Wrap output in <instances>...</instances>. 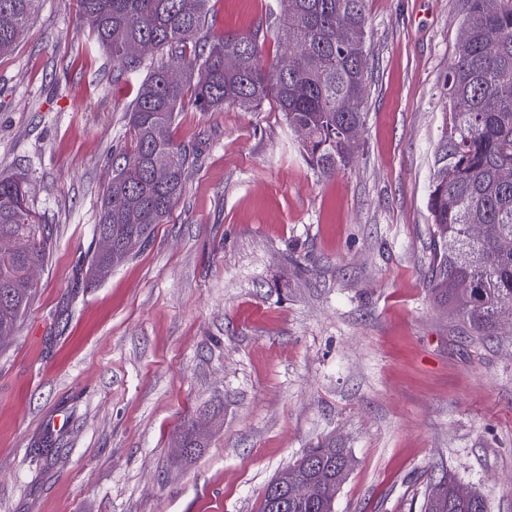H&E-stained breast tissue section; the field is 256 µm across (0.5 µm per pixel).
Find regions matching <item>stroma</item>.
I'll return each mask as SVG.
<instances>
[{
    "label": "stroma",
    "mask_w": 512,
    "mask_h": 512,
    "mask_svg": "<svg viewBox=\"0 0 512 512\" xmlns=\"http://www.w3.org/2000/svg\"><path fill=\"white\" fill-rule=\"evenodd\" d=\"M280 0H211L207 42L280 52ZM349 165L320 176L274 103L200 112L185 190L144 251L84 285L140 78L42 0L0 55V175L26 179L48 265L0 340V512H258L307 448L350 449L336 512H418L452 472L512 512V335L432 298L428 195L459 0H367ZM204 433L190 458L185 423Z\"/></svg>",
    "instance_id": "obj_1"
}]
</instances>
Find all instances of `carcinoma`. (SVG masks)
<instances>
[{"label": "carcinoma", "mask_w": 512, "mask_h": 512, "mask_svg": "<svg viewBox=\"0 0 512 512\" xmlns=\"http://www.w3.org/2000/svg\"><path fill=\"white\" fill-rule=\"evenodd\" d=\"M210 0H78L79 22L88 26L96 43L120 65V72L145 71L129 112L134 141L131 152L112 167L98 222L92 235L112 239V251L89 248L86 282L98 281L104 268H115L135 253L124 241L136 237L147 245L157 225L165 222L184 192L181 172L195 155L170 134L186 96L200 112H216L241 99L257 109L275 103L288 126L302 127L310 164L330 176L347 164L344 143L364 125L367 68L357 51L366 39V0H293L288 15L277 18V35L296 52L269 65L262 61L257 34H227L212 44L201 41L209 22ZM40 0H0V53L13 50L30 26ZM457 46L440 86L445 108V135L434 152L428 198L434 252L428 287L448 305V312L468 325L472 336H500L505 325L498 310L512 303V0H499L488 12L484 0H460ZM498 35L489 46L485 35ZM142 42L150 57L130 56L127 47ZM311 52L304 53L305 49ZM179 69L178 81L168 78ZM358 93L354 110L341 112L338 102ZM165 154L171 175L164 183L152 177L153 159ZM491 224L489 237L475 227ZM0 240L14 242L15 251L0 254V339L14 332L29 302V269L44 267L52 249L47 225L39 223L27 202L21 178L0 177ZM509 334L512 335V326ZM188 458L201 448L195 422L187 424L177 443ZM346 448H309L297 476L333 482L345 479L335 461ZM459 483L442 476L427 483L421 512H488L481 493L457 495Z\"/></svg>", "instance_id": "obj_1"}]
</instances>
